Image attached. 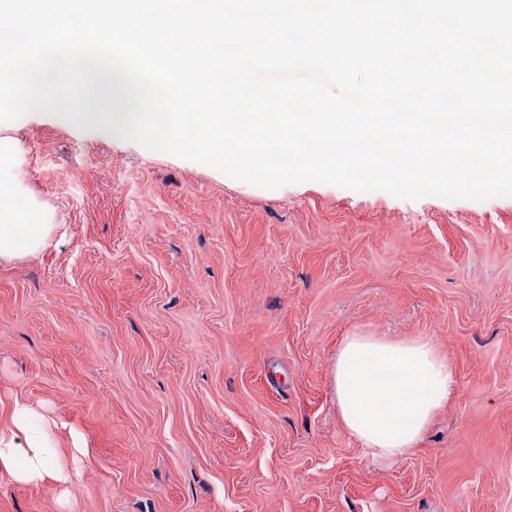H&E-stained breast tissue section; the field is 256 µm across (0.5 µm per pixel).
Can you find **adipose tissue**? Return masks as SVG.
Listing matches in <instances>:
<instances>
[{
	"mask_svg": "<svg viewBox=\"0 0 512 512\" xmlns=\"http://www.w3.org/2000/svg\"><path fill=\"white\" fill-rule=\"evenodd\" d=\"M18 198L15 182L0 176V262L37 255L56 230L37 202L22 207ZM456 388L453 366L427 336L354 333L336 353V407L349 434L375 459L402 458L418 448ZM58 428L30 401L14 399L0 423V473L25 485H70L75 471L55 454Z\"/></svg>",
	"mask_w": 512,
	"mask_h": 512,
	"instance_id": "ef3b65f1",
	"label": "adipose tissue"
}]
</instances>
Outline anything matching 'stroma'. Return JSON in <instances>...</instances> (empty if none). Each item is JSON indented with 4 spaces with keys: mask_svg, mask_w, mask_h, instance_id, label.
Masks as SVG:
<instances>
[{
    "mask_svg": "<svg viewBox=\"0 0 512 512\" xmlns=\"http://www.w3.org/2000/svg\"><path fill=\"white\" fill-rule=\"evenodd\" d=\"M7 134L64 230L0 263V421L40 403L89 453L64 491L0 474V512H512V196L265 189L51 113ZM355 332L456 369L409 456L340 419Z\"/></svg>",
    "mask_w": 512,
    "mask_h": 512,
    "instance_id": "stroma-1",
    "label": "stroma"
}]
</instances>
